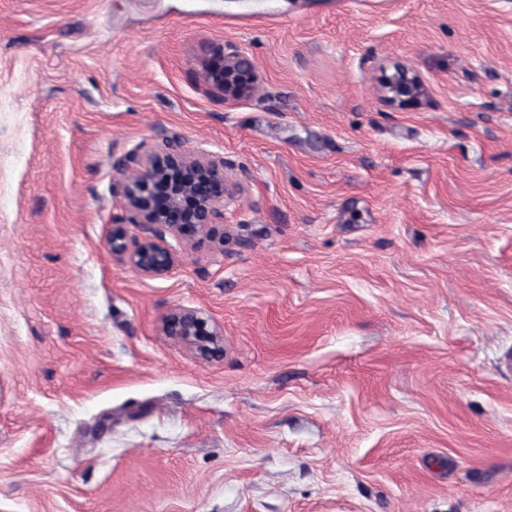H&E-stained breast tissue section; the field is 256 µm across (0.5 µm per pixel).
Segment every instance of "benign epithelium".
<instances>
[{
    "label": "benign epithelium",
    "mask_w": 512,
    "mask_h": 512,
    "mask_svg": "<svg viewBox=\"0 0 512 512\" xmlns=\"http://www.w3.org/2000/svg\"><path fill=\"white\" fill-rule=\"evenodd\" d=\"M257 76L251 61L240 51L224 53L211 81L226 100H240L252 93ZM383 101L403 109L424 95L419 76L406 64L386 69L378 80ZM114 169L121 176V191L129 223L143 230L129 244L127 224L112 225L109 246L148 278L166 274L174 259L167 238L189 239L211 231L224 219V202L235 197L237 184L224 177V163L204 152L190 153L181 137L167 136L153 152H132L119 159ZM162 332L208 359L223 352L224 330L209 326L199 312L178 308L162 321Z\"/></svg>",
    "instance_id": "benign-epithelium-1"
}]
</instances>
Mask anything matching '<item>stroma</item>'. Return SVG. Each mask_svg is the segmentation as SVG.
I'll return each instance as SVG.
<instances>
[{
	"label": "stroma",
	"instance_id": "1",
	"mask_svg": "<svg viewBox=\"0 0 512 512\" xmlns=\"http://www.w3.org/2000/svg\"><path fill=\"white\" fill-rule=\"evenodd\" d=\"M270 4L0 0V512H512V0ZM173 132L238 190L146 278L113 165ZM257 76L251 61L240 51L225 52L222 64L211 74V81L225 99L248 98ZM378 90L383 101L396 109H403L424 95L422 81L406 64H395L389 70L384 69L378 80ZM161 330L202 358L216 357L223 352V328L208 326V322L194 309H175L163 319Z\"/></svg>",
	"mask_w": 512,
	"mask_h": 512
}]
</instances>
